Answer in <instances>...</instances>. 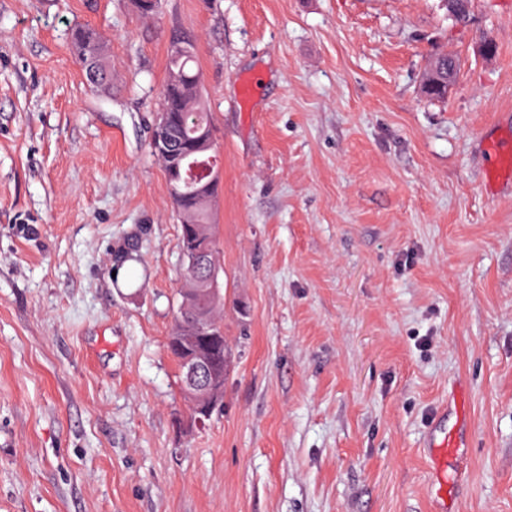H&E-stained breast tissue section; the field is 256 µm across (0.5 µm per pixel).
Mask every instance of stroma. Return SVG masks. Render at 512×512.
Instances as JSON below:
<instances>
[{"instance_id":"35a3bbf8","label":"stroma","mask_w":512,"mask_h":512,"mask_svg":"<svg viewBox=\"0 0 512 512\" xmlns=\"http://www.w3.org/2000/svg\"><path fill=\"white\" fill-rule=\"evenodd\" d=\"M175 30L223 161L224 403L201 427L151 151ZM506 125L512 0L462 24L444 0H0V512H432L443 408L470 442L453 512H512V186L487 191L482 147ZM72 52L80 65L83 67L85 59L96 55L101 52L103 60L107 68V80L109 77V56L105 54V50L97 36V34L89 27L85 25H77L72 33L71 39ZM457 72V64L452 57H448V54L437 57L426 74V93L434 98L443 99L448 92V87L455 81ZM435 81L438 82L439 87L428 90V84Z\"/></svg>"}]
</instances>
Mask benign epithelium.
Wrapping results in <instances>:
<instances>
[{
	"label": "benign epithelium",
	"instance_id": "7a95c632",
	"mask_svg": "<svg viewBox=\"0 0 512 512\" xmlns=\"http://www.w3.org/2000/svg\"><path fill=\"white\" fill-rule=\"evenodd\" d=\"M201 148L195 151L199 161L195 165L202 169V174L194 180L192 193L202 194L209 189L214 175L219 173L221 155L214 147L213 134L202 135ZM152 144L157 150L170 157L173 166L185 161V157L172 150L167 129L165 113H159L153 133ZM209 251L204 245H198V250L191 254V261L200 269V273L183 281L182 309H193L195 319L188 327H178L174 343L179 347H189V355L181 364V374L184 379V394L193 405L196 414L195 423L201 425L210 418L212 412L219 407L224 399V370L214 364V350L201 343V338L213 328L215 314L210 308L198 307L199 299L209 297L220 288V268L208 259Z\"/></svg>",
	"mask_w": 512,
	"mask_h": 512
}]
</instances>
